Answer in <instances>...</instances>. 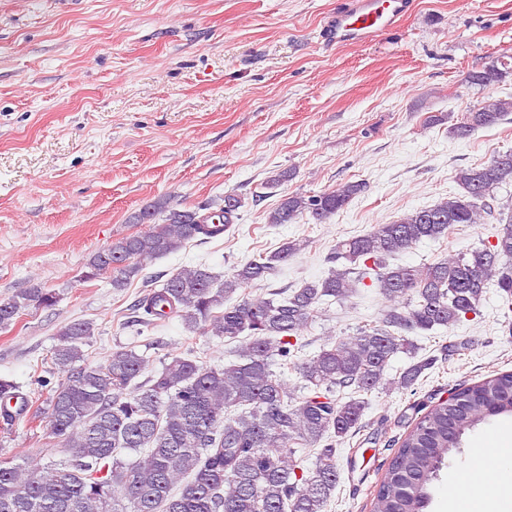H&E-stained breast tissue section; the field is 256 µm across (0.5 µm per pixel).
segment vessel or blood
<instances>
[{"mask_svg": "<svg viewBox=\"0 0 512 512\" xmlns=\"http://www.w3.org/2000/svg\"><path fill=\"white\" fill-rule=\"evenodd\" d=\"M414 0H342L324 26L325 41L369 42L410 15Z\"/></svg>", "mask_w": 512, "mask_h": 512, "instance_id": "b4317fda", "label": "vessel or blood"}]
</instances>
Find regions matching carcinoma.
Returning a JSON list of instances; mask_svg holds the SVG:
<instances>
[{"instance_id": "carcinoma-1", "label": "carcinoma", "mask_w": 512, "mask_h": 512, "mask_svg": "<svg viewBox=\"0 0 512 512\" xmlns=\"http://www.w3.org/2000/svg\"><path fill=\"white\" fill-rule=\"evenodd\" d=\"M511 75L509 63L498 59L467 80L486 89ZM509 113L512 99L485 101L451 133L465 138ZM455 182L460 192L433 206L336 242L329 275L288 294L252 296L246 290L304 249L297 240L235 267L218 286L206 269L176 271L136 305L141 325L176 316L203 336L241 341L237 363L216 367L189 353L174 355L144 379L149 360L132 346L85 364L83 347L95 327L83 319L65 324L56 333L51 367L32 381L45 403L32 416L44 420L59 443L55 453L65 460L1 458L0 512H324L339 480L336 442L359 428L366 408L361 398L344 399V390L368 394L384 385L413 387L432 359L410 363L386 379L394 357H414L410 334L451 329L477 313L489 281L512 295V216L489 246L419 266L387 264L388 257L424 239L450 237L458 224H482L503 214L495 192L512 185V151L458 169ZM364 188L363 182H348L316 195L286 194L267 214L268 223L292 224L305 216L321 223ZM240 207L234 194L208 214L180 209L169 197L155 201L132 217L148 230L95 252L85 278L109 271L112 287L124 288L146 262L198 236L200 225L218 218L229 227ZM371 275L389 301L380 321L299 358L302 333L321 305L348 300L356 283ZM56 303L52 290L25 288L0 302V329L22 310ZM277 358L298 370L299 388L272 369ZM56 370L68 376L53 386ZM498 416H512V373L428 406L404 435L370 512H427L430 485L448 456L460 450L463 435ZM308 451L314 455L309 469ZM130 453L136 454L132 460L126 459Z\"/></svg>"}]
</instances>
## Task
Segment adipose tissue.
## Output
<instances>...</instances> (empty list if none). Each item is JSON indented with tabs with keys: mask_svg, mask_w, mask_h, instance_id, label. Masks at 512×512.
<instances>
[{
	"mask_svg": "<svg viewBox=\"0 0 512 512\" xmlns=\"http://www.w3.org/2000/svg\"><path fill=\"white\" fill-rule=\"evenodd\" d=\"M492 490L471 499L449 497L445 512H512V430L499 434L495 465L489 473Z\"/></svg>",
	"mask_w": 512,
	"mask_h": 512,
	"instance_id": "adipose-tissue-1",
	"label": "adipose tissue"
}]
</instances>
